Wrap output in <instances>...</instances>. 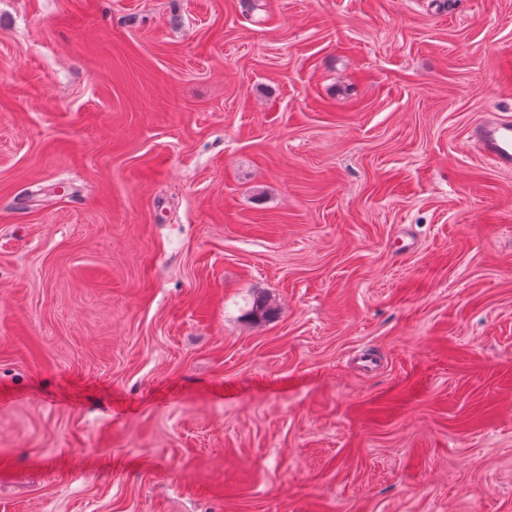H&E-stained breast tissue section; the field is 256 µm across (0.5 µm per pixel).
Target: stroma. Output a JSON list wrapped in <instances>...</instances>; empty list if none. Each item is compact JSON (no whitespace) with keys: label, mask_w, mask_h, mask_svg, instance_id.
<instances>
[{"label":"stroma","mask_w":512,"mask_h":512,"mask_svg":"<svg viewBox=\"0 0 512 512\" xmlns=\"http://www.w3.org/2000/svg\"><path fill=\"white\" fill-rule=\"evenodd\" d=\"M492 109L512 0H0V512H512Z\"/></svg>","instance_id":"stroma-1"}]
</instances>
